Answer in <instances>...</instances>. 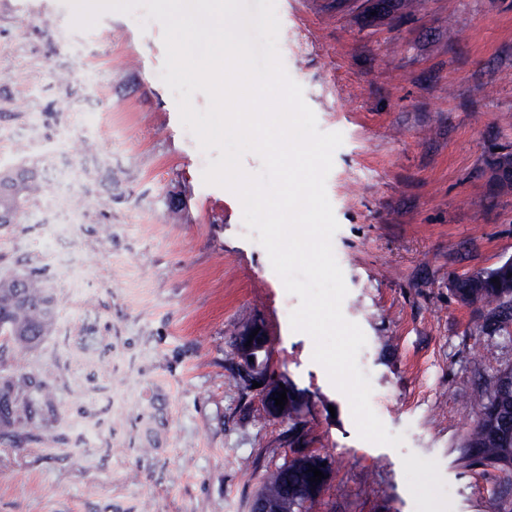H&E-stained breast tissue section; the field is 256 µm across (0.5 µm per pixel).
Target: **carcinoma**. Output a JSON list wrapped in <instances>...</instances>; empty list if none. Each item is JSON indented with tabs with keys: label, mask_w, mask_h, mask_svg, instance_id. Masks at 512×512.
I'll return each mask as SVG.
<instances>
[{
	"label": "carcinoma",
	"mask_w": 512,
	"mask_h": 512,
	"mask_svg": "<svg viewBox=\"0 0 512 512\" xmlns=\"http://www.w3.org/2000/svg\"><path fill=\"white\" fill-rule=\"evenodd\" d=\"M40 187L38 170L33 165L0 167V215L15 217L24 213ZM509 271L498 265L461 278L455 296L469 299L476 307L478 319L474 330L477 335L503 332L512 335V281H506ZM45 281L31 271L23 275L0 278V348L19 355L37 347L52 331L55 315L40 308ZM512 377V368L498 371L493 390L475 411L473 425L457 448V462L466 467H484L512 471V433L500 432L491 425L492 419L512 416V387L502 388L503 375ZM30 374L18 372L0 376V435L13 438L34 439L43 432L47 422L45 411L51 407L50 387L44 392L30 395ZM291 407L288 408L290 431L295 439L302 437L306 402L301 393L288 386ZM296 459L288 465L267 470L262 475L256 495L267 503L269 512H299L301 503L284 489L304 484L312 473L310 467L327 462V457L305 453L298 448Z\"/></svg>",
	"instance_id": "1"
}]
</instances>
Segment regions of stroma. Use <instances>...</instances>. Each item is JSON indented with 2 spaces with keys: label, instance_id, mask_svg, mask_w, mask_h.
Masks as SVG:
<instances>
[{
  "label": "stroma",
  "instance_id": "35a3bbf8",
  "mask_svg": "<svg viewBox=\"0 0 512 512\" xmlns=\"http://www.w3.org/2000/svg\"><path fill=\"white\" fill-rule=\"evenodd\" d=\"M278 48L318 127L346 319L373 411L404 443L359 438L347 397L292 331L286 292L160 78L163 28L67 0H0V167L43 188L0 225V275L39 271L53 331L0 357L53 391L47 435L0 436V512H250L289 424L237 377L232 338L261 322L270 370L303 392L331 480L312 512H512V480L456 450L512 340L477 336L462 276L512 258V0H275Z\"/></svg>",
  "mask_w": 512,
  "mask_h": 512
}]
</instances>
